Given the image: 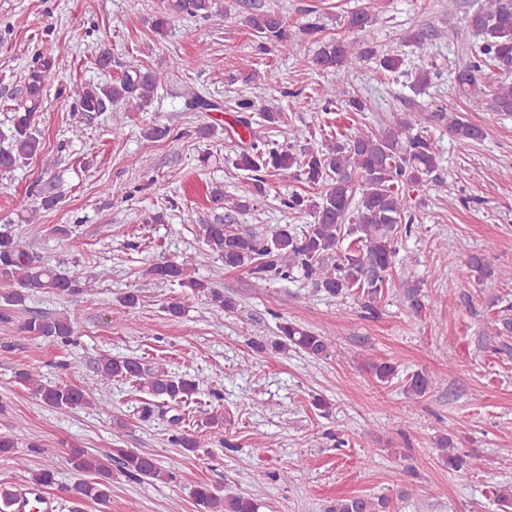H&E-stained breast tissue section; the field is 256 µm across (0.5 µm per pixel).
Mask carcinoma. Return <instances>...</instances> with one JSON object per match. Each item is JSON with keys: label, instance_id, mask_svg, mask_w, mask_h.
Instances as JSON below:
<instances>
[{"label": "carcinoma", "instance_id": "carcinoma-1", "mask_svg": "<svg viewBox=\"0 0 512 512\" xmlns=\"http://www.w3.org/2000/svg\"><path fill=\"white\" fill-rule=\"evenodd\" d=\"M245 22L259 38L260 49L273 46L286 53L293 46L286 21L261 3L249 5ZM219 11L218 0H166L164 10L156 15L151 27L163 33L171 15H187L206 20ZM374 14L359 8L348 15L347 28L356 34L351 39L328 42L311 58V67L318 72L339 71L371 59L375 51L358 34L367 31ZM468 27L481 37L470 63L456 77L459 92L488 98L496 112H512V0H483L480 7L466 17ZM55 50L37 52L25 76L22 100L14 108V121L8 146L0 147V172H10L21 163L44 154L42 133L36 125L44 95L55 78ZM493 66L501 74L499 80H483L485 68ZM166 72L132 64L124 74L106 85H77L72 90L74 108L84 114L104 112L112 104L121 103L127 110L142 112L165 82ZM341 105L351 112H363L367 104L356 96H345L337 87H330L315 100L314 109L327 112ZM185 106L193 112L216 110L220 104L195 91L185 95ZM235 121L248 135L247 142L236 153L237 169L253 173L252 186L242 196H227L212 191L213 200L224 202L228 212L245 213L254 200L265 194L261 173L294 171L306 183L322 188L313 201L294 194L283 202L291 211L309 212L313 223L304 230L291 224H279L267 234L239 233L223 218L216 217L202 225L205 244L217 256L218 265L208 278L194 276V260L184 256L152 264V276L188 288L204 296L211 305L231 312L235 302L217 288L224 271L246 269L254 277L286 278L295 270L311 281L317 291L333 298L359 294L361 309L367 318L379 315L377 304L388 288V272L396 255L398 237L415 235L423 225L404 222L407 209L406 190L429 183L438 166L434 143L426 131V119L409 113L385 124L374 133L358 128L341 138L332 139L321 148L294 149V136L284 121L283 112L273 104L258 103L248 97L234 101ZM449 132L461 142L479 140L482 130L453 115L448 120ZM469 268L483 278L495 270L485 258L473 255ZM91 272L70 273L45 264L30 254L15 237L11 225L0 224V284L10 291L0 294V320H10L9 312L22 307L32 292H52L77 304L94 286ZM32 336L67 342L74 335L73 324L66 317L33 316L23 324ZM259 353L285 351L292 347L313 359L330 357L333 344L320 334L285 320L278 325V336L269 342L258 336L251 341ZM20 384L29 386L41 401L56 409H75L92 404V391L70 384L46 386L29 371L16 374ZM133 380L152 397L142 407L147 417L153 408L170 403H186L198 393L203 382L178 376L164 368L144 367L134 356L102 355L95 367L94 383L105 388L114 380ZM435 377L428 372H414L406 378L407 397H423L433 386ZM171 445L193 452L199 443L189 433L177 431L169 439ZM440 456L448 467L457 471L476 472L482 468V457L476 452L459 454L452 437L438 443ZM68 460L80 475L73 485L77 498H89L99 504L110 500L112 465H117L133 480L173 479L157 459L128 448H114L99 457L81 448H72ZM192 496L202 512H258L254 499L236 493H222L219 488L201 484ZM387 508L383 498L366 496L339 499L328 512H380Z\"/></svg>", "mask_w": 512, "mask_h": 512}]
</instances>
